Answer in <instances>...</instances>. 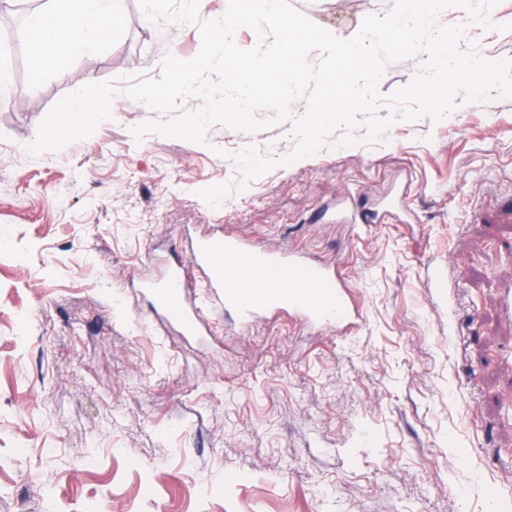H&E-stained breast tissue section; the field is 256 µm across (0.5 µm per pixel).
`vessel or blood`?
<instances>
[{"instance_id": "obj_1", "label": "vessel or blood", "mask_w": 512, "mask_h": 512, "mask_svg": "<svg viewBox=\"0 0 512 512\" xmlns=\"http://www.w3.org/2000/svg\"><path fill=\"white\" fill-rule=\"evenodd\" d=\"M237 258L238 275L262 269L269 284L261 289L233 288L228 284L224 260ZM200 270L199 281L187 272ZM140 294L149 296L155 311L178 322L186 334L202 333V306L235 312L241 327L259 318L288 310L299 321L315 326L356 328L361 313L344 294L333 262L301 253L273 249L228 234H210L190 240L186 255L167 266L161 278L139 282Z\"/></svg>"}]
</instances>
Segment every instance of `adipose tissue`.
Here are the masks:
<instances>
[{
    "label": "adipose tissue",
    "mask_w": 512,
    "mask_h": 512,
    "mask_svg": "<svg viewBox=\"0 0 512 512\" xmlns=\"http://www.w3.org/2000/svg\"><path fill=\"white\" fill-rule=\"evenodd\" d=\"M125 0H59L57 6L40 8L28 16L31 48L37 59V72L82 54L98 45L117 39V24ZM83 93L72 108L46 123L47 128L63 136L79 134L81 115L100 117L103 107L91 78H83Z\"/></svg>",
    "instance_id": "adipose-tissue-1"
}]
</instances>
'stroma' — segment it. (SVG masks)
<instances>
[{
	"label": "stroma",
	"mask_w": 512,
	"mask_h": 512,
	"mask_svg": "<svg viewBox=\"0 0 512 512\" xmlns=\"http://www.w3.org/2000/svg\"><path fill=\"white\" fill-rule=\"evenodd\" d=\"M340 38L393 0H291ZM463 45L512 59V0ZM122 35L34 78L0 41V512H498L512 502V99L396 121L278 165L218 206L231 153L293 148L289 123L209 125L205 143L132 126L131 77L192 59L195 26L125 0ZM92 77L107 118L47 138ZM397 203L387 224L313 222ZM227 231L335 261L361 325L278 313L200 336L123 284L186 235Z\"/></svg>",
	"instance_id": "35a3bbf8"
}]
</instances>
